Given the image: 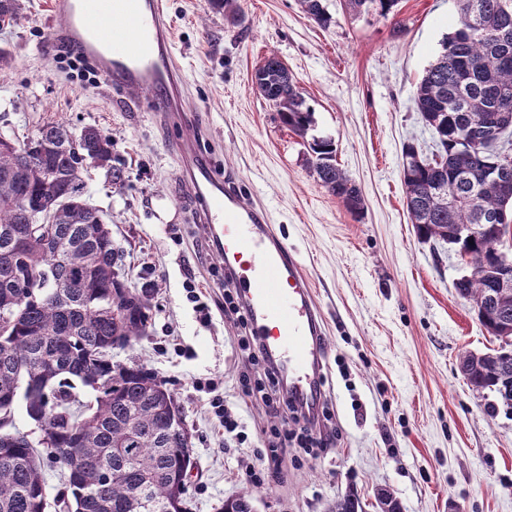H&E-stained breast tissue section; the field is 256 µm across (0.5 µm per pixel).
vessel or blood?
Returning a JSON list of instances; mask_svg holds the SVG:
<instances>
[{"instance_id":"b4317fda","label":"vessel or blood","mask_w":512,"mask_h":512,"mask_svg":"<svg viewBox=\"0 0 512 512\" xmlns=\"http://www.w3.org/2000/svg\"><path fill=\"white\" fill-rule=\"evenodd\" d=\"M164 2L51 0L61 24L52 29L48 44L68 45L92 59L105 85L153 91L152 109L160 119L184 125L172 151L194 196L203 201L198 219L218 235L224 267L256 334L287 374L289 392L298 401L311 402L323 358V331L311 285L267 212L220 179L201 151Z\"/></svg>"}]
</instances>
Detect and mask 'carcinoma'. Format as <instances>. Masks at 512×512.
<instances>
[{
	"instance_id": "obj_1",
	"label": "carcinoma",
	"mask_w": 512,
	"mask_h": 512,
	"mask_svg": "<svg viewBox=\"0 0 512 512\" xmlns=\"http://www.w3.org/2000/svg\"><path fill=\"white\" fill-rule=\"evenodd\" d=\"M321 27L331 23L324 0H299ZM457 24L442 51L421 77L415 104L436 137L432 158L416 146L403 148L406 206L419 234L448 242L446 231L480 224L461 241L488 259L512 230V197L500 181L512 178V132L478 143L465 125L502 109L512 113V0H454ZM353 16L395 14L399 0H344ZM26 19L23 0H0V25ZM255 90L276 108L281 123L305 138L314 112L288 67L268 55L255 69ZM78 141L80 153L73 150ZM310 164L320 185L347 209H363L361 192L339 167L328 137L309 143ZM106 169L112 182V137L87 127L74 136L65 122L42 126L17 143L0 136V432L14 427L23 404L45 441L31 444L21 432L0 444V512H47L49 493L42 456L64 469L73 459L87 465L68 479L69 512H187L182 469L192 464L180 430L183 417L171 406L165 381L137 364L112 355L115 340L130 347L146 335L151 289H131L116 279L117 252L107 219L89 203L83 173ZM457 205L448 209V193ZM50 212L46 226L33 223L32 207ZM45 271L44 287L30 294L19 287L28 271ZM489 284L475 277L469 301L479 309ZM469 384L500 394L512 388V355L477 357L465 351ZM75 380L92 394L86 405L63 384ZM253 498L241 493L220 512H250Z\"/></svg>"
}]
</instances>
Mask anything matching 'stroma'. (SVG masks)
<instances>
[{
    "label": "stroma",
    "mask_w": 512,
    "mask_h": 512,
    "mask_svg": "<svg viewBox=\"0 0 512 512\" xmlns=\"http://www.w3.org/2000/svg\"><path fill=\"white\" fill-rule=\"evenodd\" d=\"M47 0H27V18L0 29L12 54L0 79V134L34 135L66 120L73 133L95 127L112 137V185L86 173L90 202L111 221L129 287L153 289L147 336L118 351L155 372L179 403L192 435L189 512H216L242 492L256 512H329L353 493L379 512L390 490L402 512H512V411L488 415L494 394L470 387L461 352L496 347L469 301L447 245L423 239L406 211L403 146L433 152L414 97L456 25L454 0H400L397 13L354 17L326 0L320 27L299 0H237L230 24L211 0H167L173 48L203 153L242 196L262 203L298 255L324 325L320 399L337 437L328 448H292L281 480L257 485L245 470L266 455L267 420L245 405L240 374L247 353L224 321V264L171 143L178 124L160 123L150 95L100 84L95 66L71 67L69 49L48 47L59 21ZM288 66L314 112V135L358 184L362 213L319 185L308 146L285 128L252 87L269 53ZM206 296L201 321L189 286ZM222 396L245 443L223 437L208 412Z\"/></svg>",
    "instance_id": "1"
}]
</instances>
